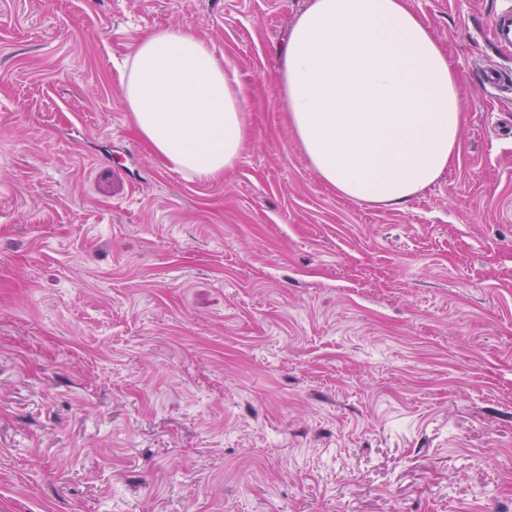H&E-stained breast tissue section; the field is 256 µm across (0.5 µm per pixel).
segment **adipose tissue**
Masks as SVG:
<instances>
[{
	"instance_id": "ef3b65f1",
	"label": "adipose tissue",
	"mask_w": 512,
	"mask_h": 512,
	"mask_svg": "<svg viewBox=\"0 0 512 512\" xmlns=\"http://www.w3.org/2000/svg\"><path fill=\"white\" fill-rule=\"evenodd\" d=\"M280 89L302 152L342 197L404 205L460 156L462 94L409 0H310L283 50ZM122 105L171 170L209 181L240 158V83L195 35L143 38Z\"/></svg>"
}]
</instances>
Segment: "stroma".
<instances>
[{
  "label": "stroma",
  "mask_w": 512,
  "mask_h": 512,
  "mask_svg": "<svg viewBox=\"0 0 512 512\" xmlns=\"http://www.w3.org/2000/svg\"><path fill=\"white\" fill-rule=\"evenodd\" d=\"M460 82V159L336 194L283 109L309 0H0V512H512V98L499 0H409ZM247 95L222 179L121 106L146 33ZM480 37H486L502 48L512 45V2L503 0L500 9L494 13L486 28L477 31ZM480 78L484 84L498 89H503V87L508 86L511 87L512 80V70L511 66H502L495 65L489 66L487 68L482 69L479 72Z\"/></svg>",
  "instance_id": "obj_1"
}]
</instances>
